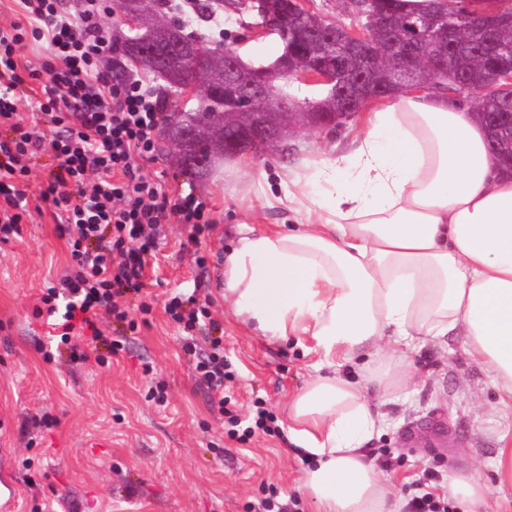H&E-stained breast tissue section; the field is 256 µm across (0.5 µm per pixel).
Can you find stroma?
I'll use <instances>...</instances> for the list:
<instances>
[{"label":"stroma","instance_id":"35a3bbf8","mask_svg":"<svg viewBox=\"0 0 512 512\" xmlns=\"http://www.w3.org/2000/svg\"><path fill=\"white\" fill-rule=\"evenodd\" d=\"M251 20L228 8L193 19L188 29L213 45L235 43L245 61L273 58L279 38L256 36ZM363 119L359 113L335 131L300 133L284 153L221 160L204 177L182 168L158 138L159 158L143 172L206 201L214 221L202 244L207 268L199 270L194 255L179 250L188 227L167 224L166 243L147 270L149 321L141 323L137 303H130L139 327L102 365L49 363L39 351L48 328L34 307L47 283L62 276L68 250L50 202L40 196L53 157L45 152L31 160L24 183L29 212L19 237L0 242V499L9 512H249L271 489L280 503L295 497L303 512H313L300 489L305 463L287 434L245 445L225 435L214 394L163 306L180 293L208 303L234 373L225 394L241 418L262 401L287 427L288 398L315 375L322 356L310 337L270 341L234 317L224 303V259L248 229L288 221L287 211L267 207L254 193V183L263 177L274 186L282 165L348 153ZM407 365L413 376L382 406L384 423L371 444L401 502L417 493L425 473L439 475L437 492L445 497L448 474L467 470L485 485L492 512H512V486L500 485L494 468L501 436L512 435V404L500 402L491 375L470 359L462 339L419 341ZM156 386L165 403L151 398ZM46 412L56 425L41 424Z\"/></svg>","mask_w":512,"mask_h":512}]
</instances>
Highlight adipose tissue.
<instances>
[{"mask_svg": "<svg viewBox=\"0 0 512 512\" xmlns=\"http://www.w3.org/2000/svg\"><path fill=\"white\" fill-rule=\"evenodd\" d=\"M350 154L283 168L268 206L301 223L251 233L224 266V302L271 340L312 337L329 371L288 401V437L315 512H396L369 456L404 354L459 336L512 402V172L474 108L404 93L366 113ZM364 354L362 381L335 369Z\"/></svg>", "mask_w": 512, "mask_h": 512, "instance_id": "1", "label": "adipose tissue"}]
</instances>
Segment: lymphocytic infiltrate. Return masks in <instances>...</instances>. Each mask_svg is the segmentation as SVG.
I'll return each mask as SVG.
<instances>
[{
	"mask_svg": "<svg viewBox=\"0 0 512 512\" xmlns=\"http://www.w3.org/2000/svg\"><path fill=\"white\" fill-rule=\"evenodd\" d=\"M22 22L0 27V241L19 234L29 200L20 187L33 157L52 150L56 159L42 200L52 202L53 217L69 250V262L57 284L48 286L35 316L52 318L53 346L42 347L45 361L55 348L71 359L88 362L101 350H115L119 340L103 334L101 315L136 331L123 298H140L149 259L158 249L170 216L189 225L183 249L201 257V235L211 227L207 205L194 193L168 191L142 173L143 163L156 160L154 134L166 122L167 97L155 86L133 79L113 80L102 62L109 46L103 22V0H82L78 18H71L62 0H15ZM45 42L47 53L35 65L20 62L17 52L27 41ZM42 96L39 110L52 135L44 137L25 125L18 112L32 88ZM164 309L170 320L192 334L209 328V350L196 369L215 392L229 439L240 444L255 433L279 435L276 416L257 407L254 423L242 426L224 395L229 374L224 367V338L206 304L195 297L175 296Z\"/></svg>",
	"mask_w": 512,
	"mask_h": 512,
	"instance_id": "lymphocytic-infiltrate-1",
	"label": "lymphocytic infiltrate"
}]
</instances>
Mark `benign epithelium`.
<instances>
[{"mask_svg":"<svg viewBox=\"0 0 512 512\" xmlns=\"http://www.w3.org/2000/svg\"><path fill=\"white\" fill-rule=\"evenodd\" d=\"M120 4L131 27L137 31L146 27L141 0H120ZM241 5L253 13L256 18L254 27L259 32L276 35L282 40L284 54L269 64H247L241 60L237 51L220 44L196 56L195 71L207 76L212 85L222 87L228 80H233L242 97V107L238 112L213 113L203 134L187 121L178 119L171 122L167 131L168 144L175 157L184 164L199 162L197 149L200 145L207 149L211 157L217 154L234 157L281 145L301 131H316L335 125L336 114L332 112H312L309 114V122L301 123L297 120V113L282 104L262 110L254 108L257 101L273 100V81L279 77H296L325 85L333 94L337 92L350 96L356 106L373 94L370 83L366 81L358 83L354 92H349L350 74L339 63L334 67H324L320 59L313 56H290L289 45L292 41L310 37L309 33L299 27L288 29L289 20L302 12H308L301 0H289L284 10L273 9L268 0H241ZM472 20L488 40L495 39L504 29H512L511 12L486 9L472 17ZM407 28V39L395 44L398 75L387 91L396 93L409 90L421 68L431 70L442 79L456 80L448 66V56H429L425 53L430 42L446 44L456 39L460 24L448 21L447 0H425L421 11L407 18ZM325 43H336L344 52L358 55L364 59L368 68L375 66L380 59L375 46L356 28L341 25L332 29ZM135 46L139 57L166 71L180 65L186 53L174 30L159 39L137 42ZM472 83L482 95L490 93L505 100L512 99V68L497 72L493 80L477 74L472 78Z\"/></svg>","mask_w":512,"mask_h":512,"instance_id":"1","label":"benign epithelium"}]
</instances>
